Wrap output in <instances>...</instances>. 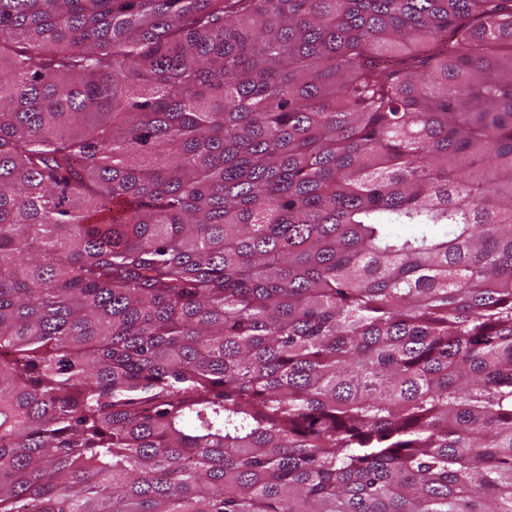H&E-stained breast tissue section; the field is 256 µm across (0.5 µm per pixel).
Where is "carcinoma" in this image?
Wrapping results in <instances>:
<instances>
[{
	"instance_id": "cac0c4a2",
	"label": "carcinoma",
	"mask_w": 512,
	"mask_h": 512,
	"mask_svg": "<svg viewBox=\"0 0 512 512\" xmlns=\"http://www.w3.org/2000/svg\"><path fill=\"white\" fill-rule=\"evenodd\" d=\"M0 512H512V0H0Z\"/></svg>"
}]
</instances>
